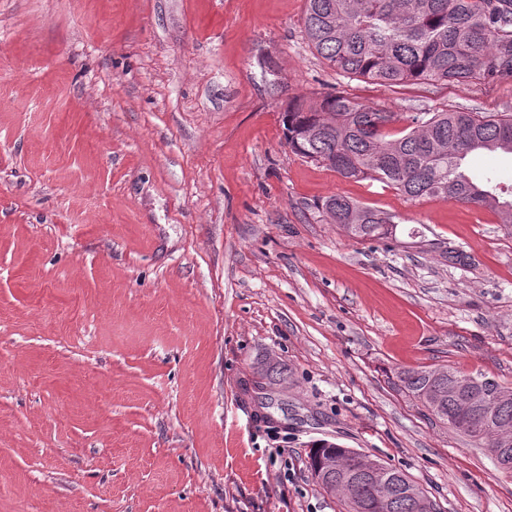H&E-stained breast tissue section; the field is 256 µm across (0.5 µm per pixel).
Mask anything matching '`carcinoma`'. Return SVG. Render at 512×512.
<instances>
[{"mask_svg": "<svg viewBox=\"0 0 512 512\" xmlns=\"http://www.w3.org/2000/svg\"><path fill=\"white\" fill-rule=\"evenodd\" d=\"M303 35L337 76L388 86L512 83V0H305ZM284 139L290 151L323 161L342 178L381 181L411 199L439 198L489 208L512 222V200L488 173L475 178L469 160L476 153L512 155V113L422 109L397 133L380 123L377 110L344 93H328L307 104L288 100ZM320 208L355 241L393 237L394 217L336 194ZM389 382L435 422L494 451L512 452V387L482 372L451 366L393 370ZM476 382L469 428L455 422V385ZM336 456L339 472L331 492L349 512H361V493L351 478L361 452L321 441L311 446L309 463ZM404 487L387 494L386 512H426L427 497L405 473L383 463Z\"/></svg>", "mask_w": 512, "mask_h": 512, "instance_id": "obj_1", "label": "carcinoma"}]
</instances>
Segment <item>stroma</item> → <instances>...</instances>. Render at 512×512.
<instances>
[{
    "mask_svg": "<svg viewBox=\"0 0 512 512\" xmlns=\"http://www.w3.org/2000/svg\"><path fill=\"white\" fill-rule=\"evenodd\" d=\"M305 0H0V512H347L328 440L437 512H512V472L389 384L512 386V224L294 155L289 98L512 111V84L336 76ZM391 214L354 241L316 204ZM474 267H452L448 246ZM287 380L257 375L264 358Z\"/></svg>",
    "mask_w": 512,
    "mask_h": 512,
    "instance_id": "stroma-1",
    "label": "stroma"
}]
</instances>
